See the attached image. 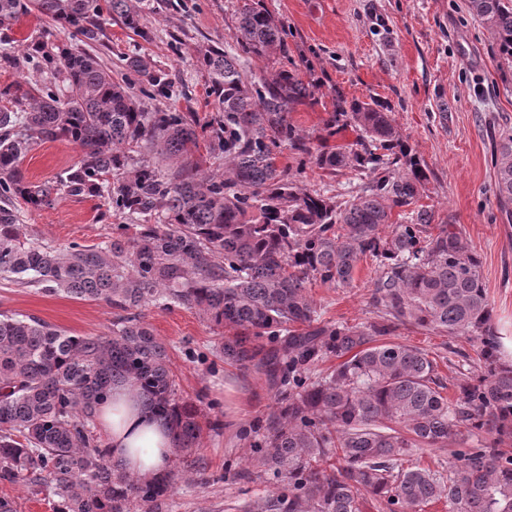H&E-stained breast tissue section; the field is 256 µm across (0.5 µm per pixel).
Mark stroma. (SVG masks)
<instances>
[{
    "mask_svg": "<svg viewBox=\"0 0 512 512\" xmlns=\"http://www.w3.org/2000/svg\"><path fill=\"white\" fill-rule=\"evenodd\" d=\"M181 9L155 0L145 20L147 37L106 18L92 53L113 71L140 57L142 81L161 75L167 95L143 97L146 111L195 113L208 120L217 110L199 53L218 45L237 50V11L243 0H182ZM285 25L288 66L317 84L314 106L299 107L294 123L320 142L323 121L336 96L373 100L387 108L398 131L424 166L422 198L439 224L462 229L478 254L498 336H512V216L495 196L497 148L512 130V84L500 77V60L489 33L466 0H263ZM49 37L74 44L71 31L27 16L0 28V111L16 110L12 92L43 81L44 73L23 56L32 40ZM80 149L67 140L41 142L22 168L30 181L56 180L77 162ZM300 186L349 199L362 184L351 170L324 175L306 167ZM116 219L99 197L60 192L52 205L23 208L20 231L37 243L95 246L112 235ZM371 260L360 261L347 288L313 283L308 292L325 320L350 325L371 320ZM0 312L39 317L77 335L106 336L115 311L102 300H81L0 279ZM141 315L165 344L182 397L206 413L189 474H177L169 512H243L273 486L270 475L243 479L245 460L276 408L278 392L254 364L225 360L221 336L196 310L150 304ZM397 342L428 353L474 355L465 336L402 329Z\"/></svg>",
    "mask_w": 512,
    "mask_h": 512,
    "instance_id": "1",
    "label": "stroma"
}]
</instances>
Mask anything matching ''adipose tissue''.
<instances>
[{
    "mask_svg": "<svg viewBox=\"0 0 512 512\" xmlns=\"http://www.w3.org/2000/svg\"><path fill=\"white\" fill-rule=\"evenodd\" d=\"M98 427L110 458L140 481L166 474L172 464L168 425L146 409L130 386L114 387L99 408Z\"/></svg>",
    "mask_w": 512,
    "mask_h": 512,
    "instance_id": "obj_1",
    "label": "adipose tissue"
}]
</instances>
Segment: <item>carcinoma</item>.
<instances>
[{
	"mask_svg": "<svg viewBox=\"0 0 512 512\" xmlns=\"http://www.w3.org/2000/svg\"><path fill=\"white\" fill-rule=\"evenodd\" d=\"M150 0H0V26L31 13L98 41L103 10L146 36ZM512 83V0H468ZM237 42L267 62L248 77L240 56L208 47L202 65L218 112H147L131 94L137 57L116 81L84 49L38 39L24 55L49 80L0 113V275L119 310L110 336L68 334L34 317L0 313V482L48 492L53 512H159L173 475L141 483L113 464L97 433V407L116 385L137 389L173 430V454L192 453L201 410L177 394L166 347L137 310L162 300L224 330V358L254 362L280 391L277 410L245 474L280 479L244 512H512V364L498 355L481 261L462 230L433 223L419 203L427 174L374 102L338 95L324 120L352 128L355 146L312 145L292 119L314 104L313 85L285 68L281 20L243 0ZM65 139L80 159L55 182L32 183L21 160ZM224 169H201L200 144ZM288 150L296 166L280 164ZM312 164L328 175L369 177L339 202L302 189ZM495 190L512 202V134L502 138ZM100 197L129 220L100 247L41 245L22 237L19 204L49 206L60 191ZM406 220L386 231L393 216ZM375 262L374 320L331 323L307 293L319 281L347 288ZM467 336L481 374L444 395L437 360L391 339L400 327ZM277 346L267 349L263 341ZM339 360L325 371L326 356ZM447 451L439 467L404 458Z\"/></svg>",
	"mask_w": 512,
	"mask_h": 512,
	"instance_id": "cac0c4a2",
	"label": "carcinoma"
}]
</instances>
